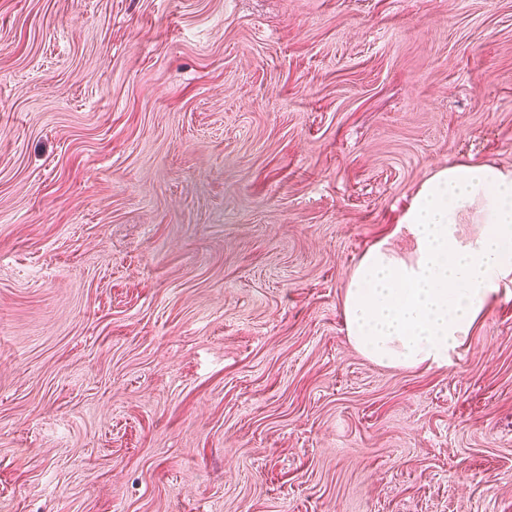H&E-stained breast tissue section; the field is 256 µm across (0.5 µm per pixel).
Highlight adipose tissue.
<instances>
[{"label":"adipose tissue","instance_id":"obj_1","mask_svg":"<svg viewBox=\"0 0 512 512\" xmlns=\"http://www.w3.org/2000/svg\"><path fill=\"white\" fill-rule=\"evenodd\" d=\"M477 231L462 237L463 221ZM413 249L369 247L343 302L354 347L391 368L442 365L494 293L512 285V170L453 164L422 184L403 219Z\"/></svg>","mask_w":512,"mask_h":512}]
</instances>
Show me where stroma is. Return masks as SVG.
Here are the masks:
<instances>
[{
    "mask_svg": "<svg viewBox=\"0 0 512 512\" xmlns=\"http://www.w3.org/2000/svg\"><path fill=\"white\" fill-rule=\"evenodd\" d=\"M484 162L512 0H0V512H512V288L442 366L343 323Z\"/></svg>",
    "mask_w": 512,
    "mask_h": 512,
    "instance_id": "1",
    "label": "stroma"
}]
</instances>
